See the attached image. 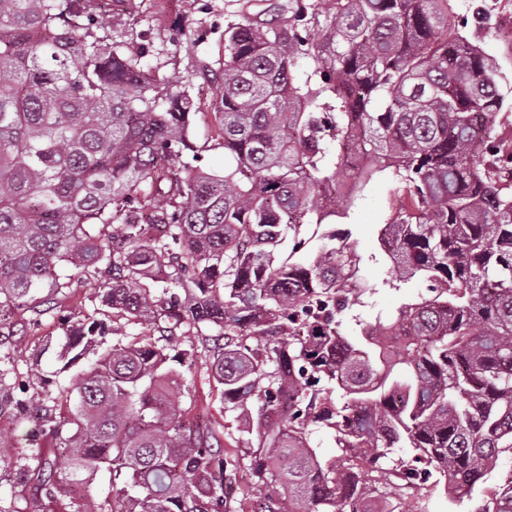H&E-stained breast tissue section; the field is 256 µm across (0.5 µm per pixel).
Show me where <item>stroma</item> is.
Segmentation results:
<instances>
[{
  "label": "stroma",
  "instance_id": "obj_1",
  "mask_svg": "<svg viewBox=\"0 0 512 512\" xmlns=\"http://www.w3.org/2000/svg\"><path fill=\"white\" fill-rule=\"evenodd\" d=\"M97 13L109 22L114 41L135 47L150 40L152 50L143 59L144 68L176 80L190 92L195 113L191 141L203 156V165L215 170L224 167V150L219 145L214 121L218 99L216 82L224 69V30L240 24L266 8L267 0H97ZM124 18L123 25H112L113 14ZM466 29L486 52L496 58L503 73L502 90L512 89V54L506 52L505 37L512 32V0H458L456 13L448 19L449 32ZM398 206L396 184L381 176L373 179L350 210L345 223L336 225L337 233L351 232L363 257L362 276L369 286L361 306L353 316L345 317V331H355L356 318L366 320L387 314L401 303L429 296L427 282L414 280L390 287L394 273L386 265L380 245L384 224L395 215ZM93 286L84 284L57 297L51 313L36 315L16 311L12 324L16 335L7 337L0 354L10 357L14 377L24 380L28 397L53 398L57 409H67L64 388L66 375L57 374L48 339L62 334L59 318L63 315H88L95 308ZM191 391L190 408L216 429L237 432L243 426L240 409L225 404L223 387L215 382L206 354H199L187 376ZM512 473V453H502L496 468L486 475L471 494L451 501L445 496L422 489L406 497L402 512H475L483 487L493 485ZM34 487L16 464H0V512H21L32 498Z\"/></svg>",
  "mask_w": 512,
  "mask_h": 512
}]
</instances>
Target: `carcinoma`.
Listing matches in <instances>:
<instances>
[{"mask_svg":"<svg viewBox=\"0 0 512 512\" xmlns=\"http://www.w3.org/2000/svg\"><path fill=\"white\" fill-rule=\"evenodd\" d=\"M453 10L328 0L325 16L321 0H274L224 29L229 164L215 172L179 165L201 159L192 98L142 68L148 45L113 41L90 0H0V327L104 269L101 306L195 337L172 355L64 319L60 371L93 360L59 415L4 388L0 368V411L30 425L25 512H397L430 481L470 493L512 451V164L492 135L512 103L482 46L437 37ZM379 174L401 191L381 248L432 296L348 335L342 315L366 291L351 235L296 255ZM200 348L247 437L187 416ZM311 426L337 457H318ZM242 468L259 490L248 511L231 495ZM99 472L101 504L83 494ZM476 512H512V483Z\"/></svg>","mask_w":512,"mask_h":512,"instance_id":"carcinoma-1","label":"carcinoma"}]
</instances>
